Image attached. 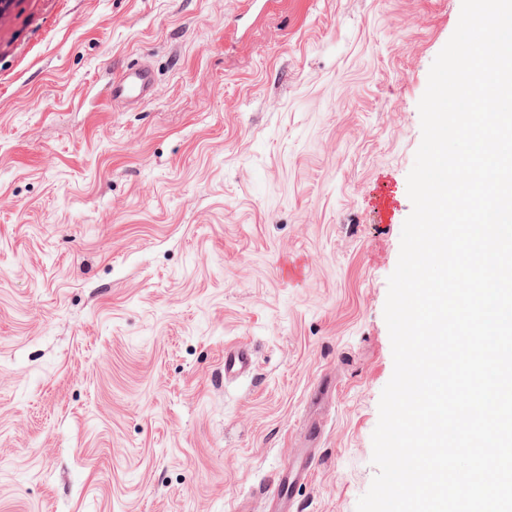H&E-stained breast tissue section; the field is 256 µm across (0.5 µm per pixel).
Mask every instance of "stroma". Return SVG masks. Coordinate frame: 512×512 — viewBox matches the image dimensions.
<instances>
[{
  "mask_svg": "<svg viewBox=\"0 0 512 512\" xmlns=\"http://www.w3.org/2000/svg\"><path fill=\"white\" fill-rule=\"evenodd\" d=\"M460 10L0 0V512H269L309 453L295 512H356ZM137 62L152 97L113 105ZM237 341L255 370L228 382ZM311 474L312 463L309 462L301 463L296 467V470L292 471L290 474H288V471H285L279 479V482L274 487V493L276 494L277 499L283 502L288 501V504H291L292 498L288 496L289 483L305 482L310 478Z\"/></svg>",
  "mask_w": 512,
  "mask_h": 512,
  "instance_id": "stroma-1",
  "label": "stroma"
}]
</instances>
